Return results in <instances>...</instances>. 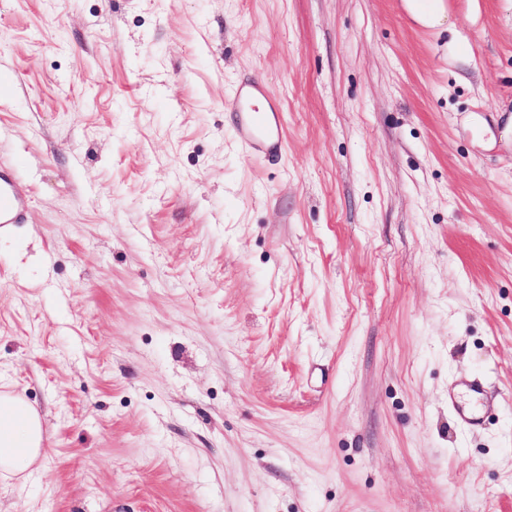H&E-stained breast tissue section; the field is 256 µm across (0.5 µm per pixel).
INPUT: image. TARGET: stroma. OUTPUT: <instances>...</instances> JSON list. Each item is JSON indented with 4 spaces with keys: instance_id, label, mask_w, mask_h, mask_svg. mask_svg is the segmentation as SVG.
Listing matches in <instances>:
<instances>
[{
    "instance_id": "1",
    "label": "stroma",
    "mask_w": 512,
    "mask_h": 512,
    "mask_svg": "<svg viewBox=\"0 0 512 512\" xmlns=\"http://www.w3.org/2000/svg\"><path fill=\"white\" fill-rule=\"evenodd\" d=\"M437 2L0 0V512H512V0ZM408 2V8L411 13L422 23L436 27L444 23L445 15L444 12L431 3H419V2ZM260 100L266 104H261ZM272 102L267 91L255 83L240 85L228 100V106L238 116V136L258 153L272 154L283 148L278 114ZM26 209L25 201L15 191L11 168L0 167V231L20 224ZM42 416L19 394L0 392V470L7 476L26 473L46 451Z\"/></svg>"
}]
</instances>
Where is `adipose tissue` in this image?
Here are the masks:
<instances>
[{"instance_id": "adipose-tissue-1", "label": "adipose tissue", "mask_w": 512, "mask_h": 512, "mask_svg": "<svg viewBox=\"0 0 512 512\" xmlns=\"http://www.w3.org/2000/svg\"><path fill=\"white\" fill-rule=\"evenodd\" d=\"M46 451L42 416L20 395L0 392V473H26Z\"/></svg>"}]
</instances>
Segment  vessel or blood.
<instances>
[{"label": "vessel or blood", "instance_id": "obj_1", "mask_svg": "<svg viewBox=\"0 0 512 512\" xmlns=\"http://www.w3.org/2000/svg\"><path fill=\"white\" fill-rule=\"evenodd\" d=\"M269 95L258 84L239 86L228 101L237 114V134L255 152L272 154L280 152L284 141L278 114L268 106ZM25 201L15 191L10 168L0 167V230L21 223Z\"/></svg>", "mask_w": 512, "mask_h": 512}]
</instances>
